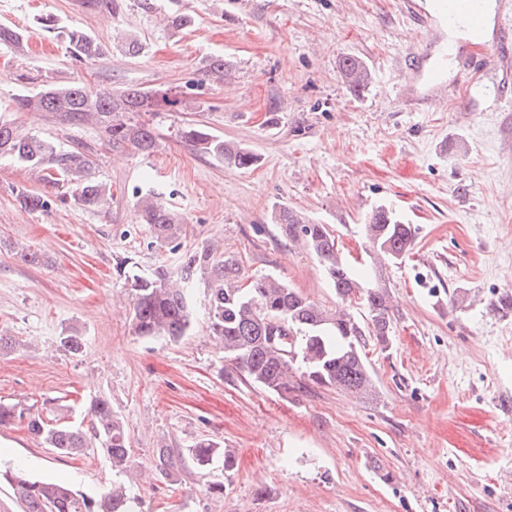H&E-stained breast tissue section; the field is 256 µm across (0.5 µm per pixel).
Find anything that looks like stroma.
Segmentation results:
<instances>
[{"instance_id":"stroma-1","label":"stroma","mask_w":512,"mask_h":512,"mask_svg":"<svg viewBox=\"0 0 512 512\" xmlns=\"http://www.w3.org/2000/svg\"><path fill=\"white\" fill-rule=\"evenodd\" d=\"M0 0V24L23 30L28 46L0 47V122L82 147L110 208L74 202L26 209L22 191L37 176L0 161V334L18 345L0 351V401L50 420L78 422L103 396L126 423L144 512H512V111L487 100L486 73L469 92L426 104L412 100L404 69L410 51L441 34L419 27L404 0ZM193 23L171 32L166 17ZM77 25L101 46L90 65L73 64L65 43L40 19ZM137 38L139 56L121 44ZM370 68L355 94L338 72L341 56ZM224 59L223 81L202 80L210 58ZM117 91L171 89L172 112H137L157 147L148 155L113 149L96 126H68L47 112H23L14 95L53 82ZM198 123L252 151L238 168L180 137ZM160 193L186 230L176 250L158 248L133 208L135 192ZM391 208L415 230L412 249L387 265L393 304L391 342L364 355L376 394L362 398L309 386L281 396L244 382L211 335L205 298L179 342L135 335L118 259L143 270L178 265L201 243H220L248 274H272L327 308L336 292L317 259L282 236L272 215L287 206L324 224L342 250L361 253L359 226L373 208ZM38 251L28 265L16 246ZM76 330L79 356L59 338ZM211 439L237 466L223 496L184 463L172 478L153 474L155 451ZM100 493L116 475L101 449L55 454L24 423L0 427V469Z\"/></svg>"}]
</instances>
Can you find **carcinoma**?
<instances>
[{"instance_id": "obj_1", "label": "carcinoma", "mask_w": 512, "mask_h": 512, "mask_svg": "<svg viewBox=\"0 0 512 512\" xmlns=\"http://www.w3.org/2000/svg\"><path fill=\"white\" fill-rule=\"evenodd\" d=\"M62 34L72 60L90 64L101 55L100 45L81 27L71 26ZM0 46L22 52L24 35L0 25ZM339 70L344 83L355 92L372 83L371 71L353 57H342ZM16 102L28 112L52 113L64 124L95 125L114 148L130 147L150 153L156 146L153 128L147 123L132 122L128 113L175 107L178 99L159 89L126 87L112 93L73 82L47 83L37 92L19 96ZM180 136L201 152L239 168H249L257 161L252 152L230 146L198 124L184 127ZM3 158L24 165L48 187L42 193L21 192L24 205L32 211L48 210L54 194L62 201L71 198L91 210H102L112 203L110 188L91 177L94 160L82 148L62 151L46 138L21 133L1 122L0 159ZM136 208L140 222L150 227L156 246H169L183 235L182 220L156 194L139 197ZM274 223L282 235L302 241L315 255L336 290V310L321 308L271 275L252 277L243 284L245 271L238 256L213 243H204L176 268L160 264L144 273L127 258L117 262L131 296L135 334L171 341L185 336L193 321L189 293L194 283L201 282L208 303V328L223 346L224 361L246 381L278 394L315 384L367 397L375 395L361 345L367 335L380 346L389 344L393 314L387 290L365 286L356 269L340 254L336 237L326 225L316 224L286 206L275 213ZM360 232L364 244L373 248L375 258L384 263L391 262L387 250L403 256L414 238L411 225L402 223L384 205L369 213ZM357 301L367 310L371 324L367 329L350 312ZM296 366L302 369L303 376L297 384L292 376ZM88 412L89 432L80 425L49 424L36 415L27 418L16 406L0 402V427L24 420L32 436L65 456L84 453L95 440L106 452L112 468L127 472L131 448L124 422L103 396L90 400ZM188 455L202 471L210 469L218 458L223 459L226 472L235 465L234 455L209 439L188 449ZM156 457L155 468L161 475L171 477L177 466L176 457L164 446L157 450ZM2 479L10 488L11 497L22 507L21 512H141L139 499L123 483L114 484L93 498L66 483L34 479L21 469L0 472Z\"/></svg>"}]
</instances>
